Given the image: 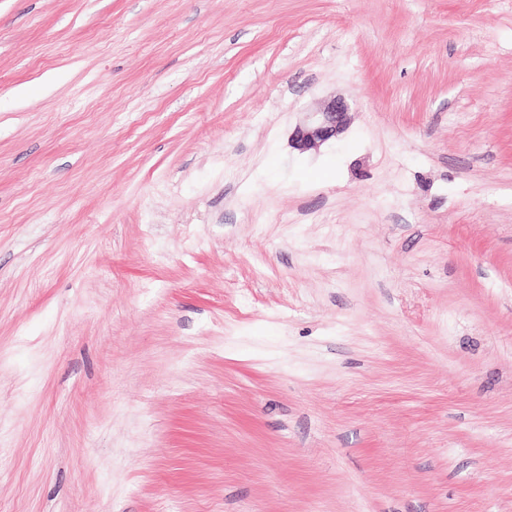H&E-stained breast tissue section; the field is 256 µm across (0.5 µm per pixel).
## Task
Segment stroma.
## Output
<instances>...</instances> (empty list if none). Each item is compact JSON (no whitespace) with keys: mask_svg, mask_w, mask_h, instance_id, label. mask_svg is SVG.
Returning <instances> with one entry per match:
<instances>
[{"mask_svg":"<svg viewBox=\"0 0 512 512\" xmlns=\"http://www.w3.org/2000/svg\"><path fill=\"white\" fill-rule=\"evenodd\" d=\"M0 512H512V0H0ZM348 109L344 100L335 98L322 110L307 113L303 123L294 131V147L300 151H307L336 138L348 124Z\"/></svg>","mask_w":512,"mask_h":512,"instance_id":"stroma-1","label":"stroma"}]
</instances>
